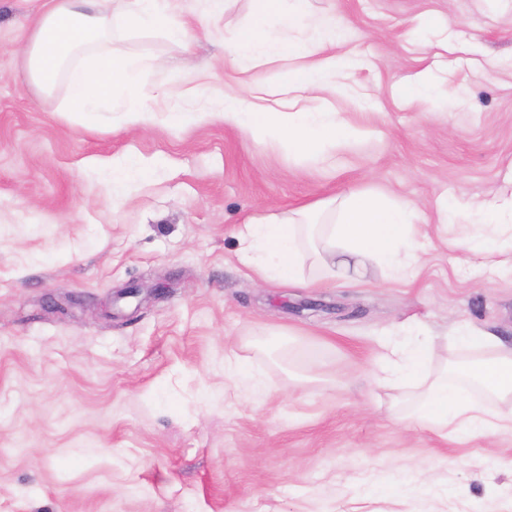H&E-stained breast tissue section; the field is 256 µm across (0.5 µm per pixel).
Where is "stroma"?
<instances>
[{"mask_svg":"<svg viewBox=\"0 0 512 512\" xmlns=\"http://www.w3.org/2000/svg\"><path fill=\"white\" fill-rule=\"evenodd\" d=\"M49 6L0 0V512H512V432L396 425L406 390L368 378L400 323L452 371L460 326L512 343V274L464 256L474 225L436 222L437 202L512 195V0H311L372 62L355 82L375 108L336 98L370 134L334 171L181 120L214 108L206 84L147 99L146 129L64 112V85L44 93L23 57ZM253 21L229 0L187 54L116 18L113 47L158 61V84L187 64L220 76L225 38ZM427 68L433 98L402 99L397 81ZM129 153L146 166L132 188L112 172ZM350 187L424 204L413 278L293 288L239 262L247 217ZM230 350L265 392L225 389Z\"/></svg>","mask_w":512,"mask_h":512,"instance_id":"1","label":"stroma"}]
</instances>
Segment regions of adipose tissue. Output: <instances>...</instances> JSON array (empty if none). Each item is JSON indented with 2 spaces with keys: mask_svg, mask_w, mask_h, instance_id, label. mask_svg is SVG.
<instances>
[{
  "mask_svg": "<svg viewBox=\"0 0 512 512\" xmlns=\"http://www.w3.org/2000/svg\"><path fill=\"white\" fill-rule=\"evenodd\" d=\"M104 0H54L29 37L25 63L30 79L45 91L57 82L66 88V111L99 112L120 109L131 127H144L150 117L146 98L182 97L193 81L179 74L168 87L151 81L150 60L116 52L113 16ZM175 0H126L129 26L161 29L183 49L199 35L210 34L223 13L224 0H209V17L200 28L187 25L175 11ZM254 23L225 43L224 66L238 68L241 60L253 65L276 62L286 68L288 80L270 89L250 79L225 85L221 113L257 145L277 143L290 154L321 168H336L337 151L363 136L334 106L340 93H356L351 82L367 59L345 35L332 11L314 12L310 0H252ZM277 26H270V19ZM304 211L287 215L269 212L248 217L240 234L241 262L259 281L317 288L326 283H363L369 267L410 277L422 247L417 237L424 212L407 198L348 190L330 209L325 223L306 225ZM411 341L404 346L391 338L381 342L380 379L400 387L413 384L410 409L395 416L401 424L425 425L435 430L456 425L472 436H494L512 430V413L505 415L471 399L448 374L431 366L428 340L414 338L412 326H403ZM458 345L477 352L464 372L466 379L488 396L512 399V347L499 336L470 327L456 334Z\"/></svg>",
  "mask_w": 512,
  "mask_h": 512,
  "instance_id": "adipose-tissue-1",
  "label": "adipose tissue"
}]
</instances>
